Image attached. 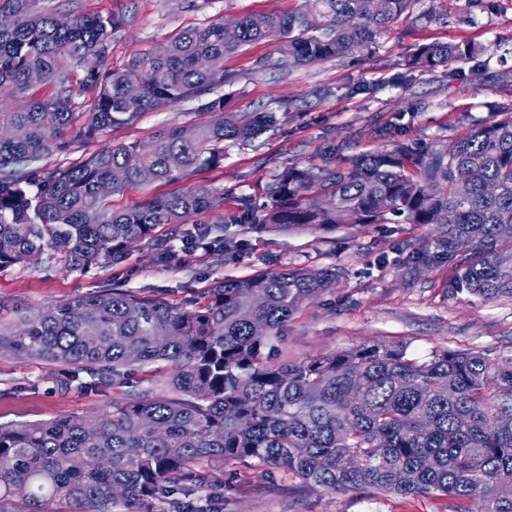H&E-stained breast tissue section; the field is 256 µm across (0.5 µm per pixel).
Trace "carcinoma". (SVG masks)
<instances>
[{
  "label": "carcinoma",
  "instance_id": "carcinoma-1",
  "mask_svg": "<svg viewBox=\"0 0 512 512\" xmlns=\"http://www.w3.org/2000/svg\"><path fill=\"white\" fill-rule=\"evenodd\" d=\"M302 0L286 15L252 14L233 27L215 21L182 32L160 52L110 63V14L59 16L37 0H0V271L46 249L68 269L123 261L161 224L178 230L212 211L205 189L112 209V195L151 182L174 183L224 164V142L251 141L278 126L276 110L224 120L214 89L235 81L224 58L274 41L295 64L364 54L416 0ZM487 48L470 41L418 46L407 65L435 72ZM95 97L80 135L96 139L142 114L199 101L207 122L158 130L150 145L108 144L85 162L47 168L70 147L76 119L72 65ZM55 81L45 98L30 91ZM438 144L401 142L348 166L292 162L248 224L318 229L336 224H437L415 262L454 268L448 292L512 298V113ZM466 181L467 193L457 191ZM454 213L453 224L445 222ZM216 248L236 241L213 227L183 234ZM334 268L273 269L226 279L177 305L162 298L100 292L48 307L0 345L86 368L123 385L166 363V393L129 394L98 416L0 426V512H46L51 502L81 512H198L186 481L202 458L257 460L320 490L373 488L439 495L461 512H512V356L443 350L419 360L401 345L353 347L294 362L274 361L280 329L336 283ZM505 490L496 497L485 486Z\"/></svg>",
  "mask_w": 512,
  "mask_h": 512
}]
</instances>
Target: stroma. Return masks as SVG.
Returning <instances> with one entry per match:
<instances>
[{
	"label": "stroma",
	"instance_id": "stroma-1",
	"mask_svg": "<svg viewBox=\"0 0 512 512\" xmlns=\"http://www.w3.org/2000/svg\"><path fill=\"white\" fill-rule=\"evenodd\" d=\"M41 7L113 14V66L152 50L182 30L254 13H285L301 0H38ZM415 13L440 15L437 23H390L377 46L363 59L329 60L315 65H278L274 43L259 42L228 56L224 67L235 74L219 93L233 112L294 101L298 111L257 139L225 142L221 167L177 183H154L113 196L116 209L137 207L160 194L204 188L220 205L204 223L223 222L242 245L240 254L206 255L182 250L167 227L156 230L168 249L136 243L120 264L70 272L61 254L41 257L0 271V331L18 328L23 318L79 297L117 289L136 296L183 304L215 282L286 267H336L334 288L308 301L280 331L276 346L283 360L339 352L360 344L405 346L412 356L434 351L477 350L490 357L512 355V298L485 301L451 295L448 264L426 267L410 258L412 248L431 242L436 226L415 224H339L318 230H288L240 223L243 207L259 208L267 185L290 162L339 164L347 157L393 149L399 142L453 141L472 127L499 119L512 106V0H418ZM463 39L491 47V54L464 64L459 75L408 69L415 43ZM196 100L187 99L142 115L132 126L87 142L69 133L67 154L51 156L49 167L84 162L104 143L149 142L164 126L199 120ZM164 376L132 386L95 384L73 366L0 349V424L96 416L111 411L128 390L164 394ZM207 485L192 498L206 507L219 498L222 512H453L445 496L404 497L375 489L323 491L283 471L255 461L196 463Z\"/></svg>",
	"mask_w": 512,
	"mask_h": 512
}]
</instances>
